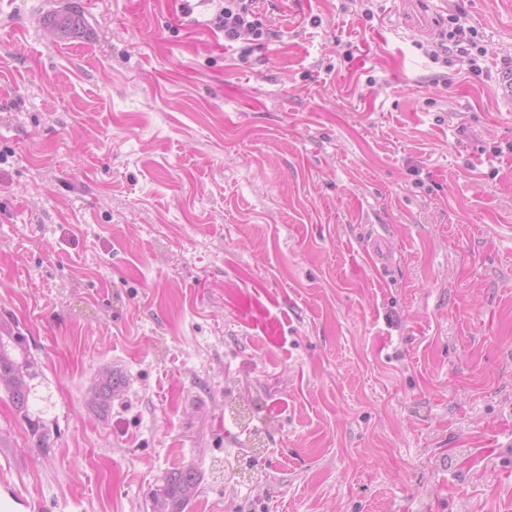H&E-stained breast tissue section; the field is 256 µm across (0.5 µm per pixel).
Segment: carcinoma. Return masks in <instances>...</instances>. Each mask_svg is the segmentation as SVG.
<instances>
[{
  "mask_svg": "<svg viewBox=\"0 0 512 512\" xmlns=\"http://www.w3.org/2000/svg\"><path fill=\"white\" fill-rule=\"evenodd\" d=\"M38 373L29 370L26 339L21 333L6 326L0 327V388L9 395L16 414L28 425L34 446L45 452L49 447V429L34 410L31 381ZM118 395L112 392V371L94 378L92 406L102 418L112 410V401ZM199 477L191 467L166 472L161 483L151 492L152 503H160L162 512H183L185 505L197 494Z\"/></svg>",
  "mask_w": 512,
  "mask_h": 512,
  "instance_id": "obj_1",
  "label": "carcinoma"
}]
</instances>
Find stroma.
Returning <instances> with one entry per match:
<instances>
[{
    "label": "stroma",
    "mask_w": 512,
    "mask_h": 512,
    "mask_svg": "<svg viewBox=\"0 0 512 512\" xmlns=\"http://www.w3.org/2000/svg\"><path fill=\"white\" fill-rule=\"evenodd\" d=\"M86 2L0 0V321L51 433L0 391V493L151 512L192 466L184 512H512V0H432L425 33L259 0L246 57L183 0ZM259 283L275 343L233 305ZM113 382L117 386H121L123 383L120 377H116L112 381V370H107L94 378L92 383L91 403L95 412L102 418L108 417L112 410V401L121 396L112 392ZM198 486L199 477L192 467L167 471L151 492L152 505L160 502L161 512H183L185 505L197 494Z\"/></svg>",
    "instance_id": "obj_1"
}]
</instances>
